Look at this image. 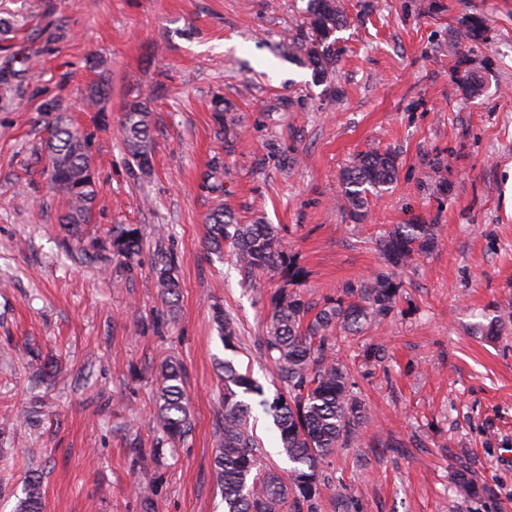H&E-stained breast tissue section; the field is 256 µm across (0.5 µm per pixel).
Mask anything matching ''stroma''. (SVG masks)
Masks as SVG:
<instances>
[{
  "label": "stroma",
  "instance_id": "1",
  "mask_svg": "<svg viewBox=\"0 0 512 512\" xmlns=\"http://www.w3.org/2000/svg\"><path fill=\"white\" fill-rule=\"evenodd\" d=\"M341 2L348 24L326 95L282 56L307 31V0H0V18L17 23L0 68L27 58L37 72L0 84V512H15L34 476L46 512H224L213 462L224 359L262 386L247 401L263 461L288 469L257 405L281 390L256 346L280 281L241 287L234 257L207 252L206 216L220 202L283 227L317 304L384 270V232L434 225L435 248L400 272L395 313L335 341L369 420L327 458L320 512H338L341 495L356 512H512V0H441L438 12L431 0ZM474 16L487 22L466 49L476 95L449 50ZM103 77L106 95L86 107ZM137 95L153 110L146 176L119 132ZM217 96L233 105L224 141ZM48 99L91 142L92 232L141 228L133 265L64 247V203L43 174ZM372 149L393 152L398 175L354 224L340 175ZM164 254L181 283L172 308L156 286ZM216 302L239 324L236 348L218 336ZM372 344L381 361L365 359ZM167 358L184 368L193 411L175 444L153 417ZM461 467L488 494H456Z\"/></svg>",
  "mask_w": 512,
  "mask_h": 512
}]
</instances>
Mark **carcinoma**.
<instances>
[{
	"label": "carcinoma",
	"instance_id": "1",
	"mask_svg": "<svg viewBox=\"0 0 512 512\" xmlns=\"http://www.w3.org/2000/svg\"><path fill=\"white\" fill-rule=\"evenodd\" d=\"M311 36L286 45V53L312 71L314 83L330 79L335 62L336 31L347 23L340 0H307L305 9ZM486 20L468 21L460 35L455 54L462 58L463 43L482 39ZM54 115L47 142L49 159L58 166L48 174L51 188L62 195L65 210L58 224L65 232L66 246H75L81 257L95 262L110 252L132 263L142 249L141 230L131 224L112 227L106 241L85 236L91 223L98 186L88 139L62 115L55 99L41 105ZM152 110L148 101L136 96L127 101L121 131L131 162L147 172L152 160ZM398 159L392 153L366 152L354 165L343 170L341 207L347 220L362 223L368 217L367 195L384 190L397 178ZM207 250L221 254L229 248L244 273L273 272L281 288L270 296L271 316L260 350L271 361L282 383V393L268 405L279 431L280 453L291 467L288 482L262 467L260 445L251 431L252 408L243 396L260 392L257 382L237 371L230 361L221 366L224 380V424L214 466L223 489L226 512H318L321 490L326 486L323 463L336 449L346 447L367 420V412L351 389L348 369L336 358L333 333L340 328L359 333L371 318H386L395 310L401 282L395 271L409 265L435 245L430 224H400L379 240L380 252L389 272L348 284L343 296L329 298L317 307L303 296L306 270L283 243L282 229L262 220L239 223L235 214L215 205L207 215ZM157 288L172 303L180 284L170 260L156 271ZM213 320L231 342L236 323L223 307L212 306ZM157 392L158 426L170 440L183 439L192 430V408L183 389L180 363L167 360L161 366ZM40 478L32 479L16 512H44Z\"/></svg>",
	"mask_w": 512,
	"mask_h": 512
}]
</instances>
